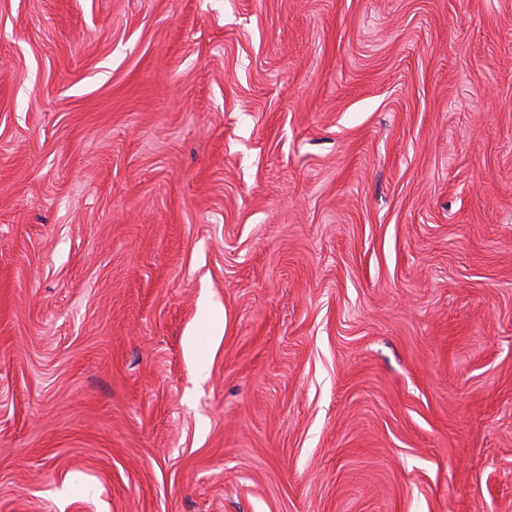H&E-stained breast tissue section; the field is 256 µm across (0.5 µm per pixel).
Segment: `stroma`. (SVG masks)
Listing matches in <instances>:
<instances>
[{"instance_id":"35a3bbf8","label":"stroma","mask_w":512,"mask_h":512,"mask_svg":"<svg viewBox=\"0 0 512 512\" xmlns=\"http://www.w3.org/2000/svg\"><path fill=\"white\" fill-rule=\"evenodd\" d=\"M0 512H512V0H0Z\"/></svg>"}]
</instances>
